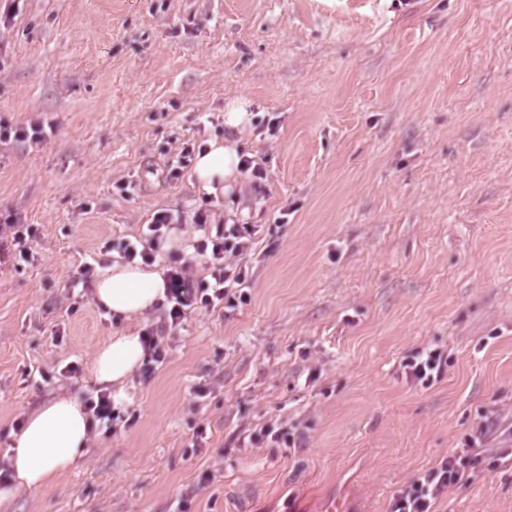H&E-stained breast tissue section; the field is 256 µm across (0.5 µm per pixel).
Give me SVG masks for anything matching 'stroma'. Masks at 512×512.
<instances>
[{"instance_id": "1", "label": "stroma", "mask_w": 512, "mask_h": 512, "mask_svg": "<svg viewBox=\"0 0 512 512\" xmlns=\"http://www.w3.org/2000/svg\"><path fill=\"white\" fill-rule=\"evenodd\" d=\"M0 124L52 130L0 142L33 256L0 266V466L31 409L97 395L109 336L164 317L105 311L83 263L164 209L188 218L165 270L194 213L258 227L246 301L188 316L127 379L130 423L9 512H391L482 410L512 418V0H0ZM224 138L259 190L168 178ZM422 348L448 356L429 384L400 366ZM479 468L432 512H512V465ZM252 102L243 97H230L224 103V126L242 130L251 120Z\"/></svg>"}]
</instances>
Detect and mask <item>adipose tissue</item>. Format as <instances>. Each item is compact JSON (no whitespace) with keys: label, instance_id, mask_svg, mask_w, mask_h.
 Segmentation results:
<instances>
[{"label":"adipose tissue","instance_id":"adipose-tissue-1","mask_svg":"<svg viewBox=\"0 0 512 512\" xmlns=\"http://www.w3.org/2000/svg\"><path fill=\"white\" fill-rule=\"evenodd\" d=\"M242 152L231 140H214L197 155L194 177L201 189L215 194L229 191L239 177ZM162 270L140 264H114L96 281L94 298L109 312L133 319L150 310L164 296ZM139 335L118 333L96 351L90 366L101 384H123L144 358ZM89 416L73 397L61 396L32 412L13 434L9 488L0 491V505L18 489L40 490L75 468L87 455Z\"/></svg>","mask_w":512,"mask_h":512}]
</instances>
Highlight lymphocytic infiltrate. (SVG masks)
Returning <instances> with one entry per match:
<instances>
[{"label": "lymphocytic infiltrate", "mask_w": 512, "mask_h": 512, "mask_svg": "<svg viewBox=\"0 0 512 512\" xmlns=\"http://www.w3.org/2000/svg\"><path fill=\"white\" fill-rule=\"evenodd\" d=\"M181 214L166 210L157 212L149 224L143 225L137 241L120 242L118 248L127 262L142 260L152 263L159 256L168 240L173 225L182 223ZM202 235L194 249L198 255L210 260V276L199 279L192 263L171 267L166 274V301L169 305L165 325L145 334L146 356L155 363L163 362L166 351L163 340L180 326L188 314L201 308H232L245 298L253 274L248 259L254 251L257 231L251 224H227L216 235L206 232L207 219L204 214L194 216ZM236 257V264H229V257ZM497 414L485 417L476 430L465 437L461 451L441 459L435 466L423 472L409 485L400 489L393 499L391 512H430L433 501L441 496L448 486L469 480L474 467L489 455V440L497 432Z\"/></svg>", "instance_id": "f902f5d3"}]
</instances>
